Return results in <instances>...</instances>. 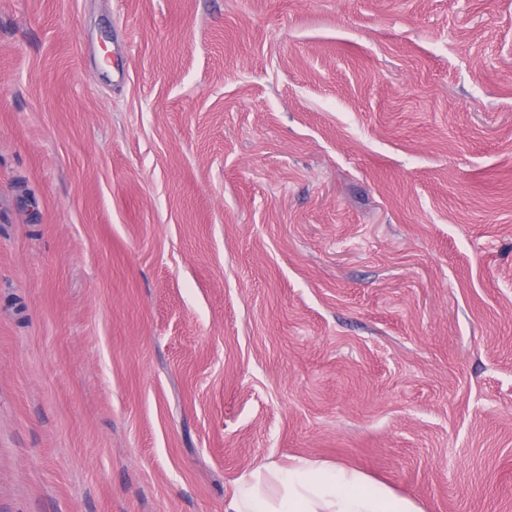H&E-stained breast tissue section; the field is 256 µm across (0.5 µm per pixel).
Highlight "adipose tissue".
I'll use <instances>...</instances> for the list:
<instances>
[{"instance_id":"adipose-tissue-1","label":"adipose tissue","mask_w":512,"mask_h":512,"mask_svg":"<svg viewBox=\"0 0 512 512\" xmlns=\"http://www.w3.org/2000/svg\"><path fill=\"white\" fill-rule=\"evenodd\" d=\"M365 476L302 458L244 473L226 512H421L412 500L366 489Z\"/></svg>"}]
</instances>
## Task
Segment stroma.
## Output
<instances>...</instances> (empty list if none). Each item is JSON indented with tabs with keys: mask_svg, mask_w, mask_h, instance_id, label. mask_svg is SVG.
Here are the masks:
<instances>
[{
	"mask_svg": "<svg viewBox=\"0 0 512 512\" xmlns=\"http://www.w3.org/2000/svg\"><path fill=\"white\" fill-rule=\"evenodd\" d=\"M294 458L512 512V0H0V512Z\"/></svg>",
	"mask_w": 512,
	"mask_h": 512,
	"instance_id": "35a3bbf8",
	"label": "stroma"
}]
</instances>
